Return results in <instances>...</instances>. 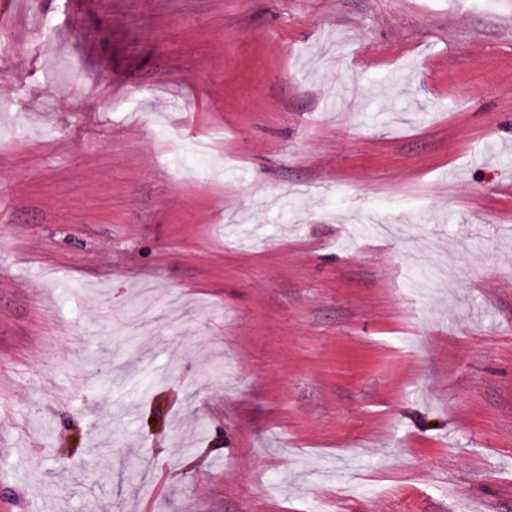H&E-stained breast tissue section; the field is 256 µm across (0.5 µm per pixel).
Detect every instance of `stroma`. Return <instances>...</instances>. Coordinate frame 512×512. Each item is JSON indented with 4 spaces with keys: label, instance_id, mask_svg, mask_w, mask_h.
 Instances as JSON below:
<instances>
[{
    "label": "stroma",
    "instance_id": "obj_1",
    "mask_svg": "<svg viewBox=\"0 0 512 512\" xmlns=\"http://www.w3.org/2000/svg\"><path fill=\"white\" fill-rule=\"evenodd\" d=\"M10 16L0 512H512V0Z\"/></svg>",
    "mask_w": 512,
    "mask_h": 512
}]
</instances>
